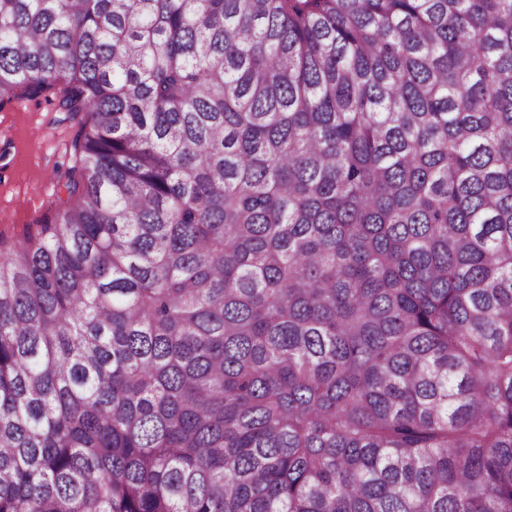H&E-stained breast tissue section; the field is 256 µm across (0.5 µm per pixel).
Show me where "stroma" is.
<instances>
[{"instance_id":"stroma-1","label":"stroma","mask_w":512,"mask_h":512,"mask_svg":"<svg viewBox=\"0 0 512 512\" xmlns=\"http://www.w3.org/2000/svg\"><path fill=\"white\" fill-rule=\"evenodd\" d=\"M54 94L0 105V239L11 243L40 209L56 203L74 160V133Z\"/></svg>"}]
</instances>
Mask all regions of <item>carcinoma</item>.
Returning <instances> with one entry per match:
<instances>
[{"instance_id":"cac0c4a2","label":"carcinoma","mask_w":512,"mask_h":512,"mask_svg":"<svg viewBox=\"0 0 512 512\" xmlns=\"http://www.w3.org/2000/svg\"><path fill=\"white\" fill-rule=\"evenodd\" d=\"M57 87L0 512H512V0H0Z\"/></svg>"}]
</instances>
